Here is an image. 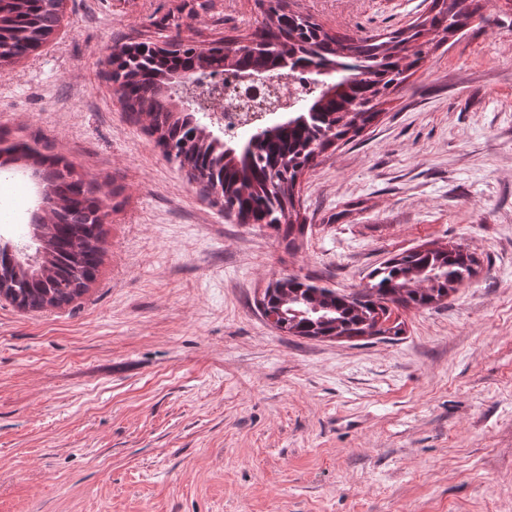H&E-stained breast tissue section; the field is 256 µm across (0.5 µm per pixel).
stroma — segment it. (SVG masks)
Returning a JSON list of instances; mask_svg holds the SVG:
<instances>
[{"label":"stroma","mask_w":512,"mask_h":512,"mask_svg":"<svg viewBox=\"0 0 512 512\" xmlns=\"http://www.w3.org/2000/svg\"><path fill=\"white\" fill-rule=\"evenodd\" d=\"M386 33L424 0H285ZM358 136L303 176L296 247L224 215L131 122L105 57L128 40L250 32L263 0H66L0 71V130L108 191L74 303L0 301V512H512V0H481ZM44 184L0 177L23 240ZM462 245L476 274L402 332L287 336L288 276L351 291L387 259Z\"/></svg>","instance_id":"obj_1"}]
</instances>
